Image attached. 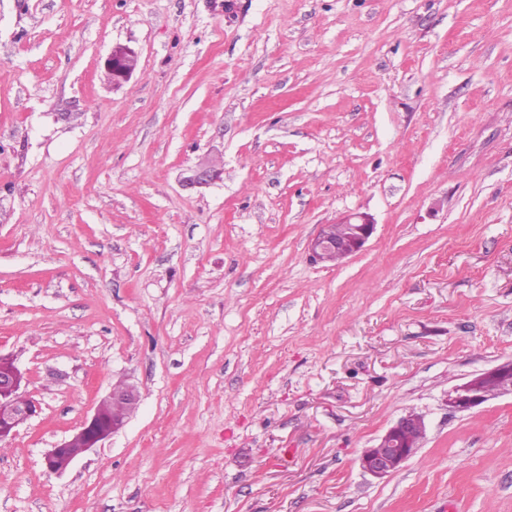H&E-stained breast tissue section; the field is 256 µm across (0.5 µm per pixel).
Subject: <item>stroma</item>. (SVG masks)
I'll use <instances>...</instances> for the list:
<instances>
[{
  "label": "stroma",
  "instance_id": "35a3bbf8",
  "mask_svg": "<svg viewBox=\"0 0 512 512\" xmlns=\"http://www.w3.org/2000/svg\"><path fill=\"white\" fill-rule=\"evenodd\" d=\"M0 354L40 407L0 512H512V395L446 404L512 361V0H0ZM138 54L126 46H115L104 63V73L109 75L112 86H119L136 70ZM339 223L327 225L323 232L332 239L343 240L348 235L347 224H349L351 227L349 239L342 243L333 242L320 233L312 244V252L318 258L326 254H336V256H327L322 262L335 263L340 259L337 253L344 259L362 250L374 233L376 225L368 215L361 213L347 215L340 219ZM487 376L510 379L512 393V362L509 361L484 371L462 384L453 386L448 391V399L446 400L448 410L465 412L488 402L489 400L485 394L478 388V381ZM140 392L134 385H128L123 389H117L114 386L111 392L100 402L90 418H87L68 439L51 448L43 458V466L48 473L63 474L72 464L87 451L97 448L102 442L110 438L114 433L124 427L127 417L116 418L115 416L124 415L127 410L118 401L128 404L132 407L138 405ZM112 403L103 411L106 403ZM423 428L422 420L401 417L374 448H367L363 452L360 458L362 469L376 478L397 471L417 453L423 434L416 437L415 430Z\"/></svg>",
  "mask_w": 512,
  "mask_h": 512
}]
</instances>
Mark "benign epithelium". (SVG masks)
<instances>
[{"label":"benign epithelium","instance_id":"7a95c632","mask_svg":"<svg viewBox=\"0 0 512 512\" xmlns=\"http://www.w3.org/2000/svg\"><path fill=\"white\" fill-rule=\"evenodd\" d=\"M138 54L126 46H115L104 63V73L109 75L110 83L116 87L126 81L136 70ZM215 167L209 160H203L190 169L186 183L191 186H203L213 180ZM351 227L349 239L342 243L329 240L319 234L312 244L316 257L326 254H340L346 258L365 246L375 231V223L366 214L356 213L339 220ZM504 377L512 380V362H505L484 371L470 380L453 386L448 390V410L465 412L488 402L485 394L478 388V381L487 377ZM24 375L16 366L14 359L0 355V442L13 437L18 428L36 415V403L24 393ZM140 392L134 385L123 389L112 388L100 402L90 418L68 439L50 449L43 458L45 470L52 474L65 473L72 464L87 451L98 447L114 433L124 427L127 418H116L103 411L105 404L118 401L132 407L138 405ZM424 428L421 420L400 418L381 437L373 448L366 449L361 458L362 469L376 478H383L397 471L403 463L418 451L422 437L415 436V430Z\"/></svg>","mask_w":512,"mask_h":512}]
</instances>
